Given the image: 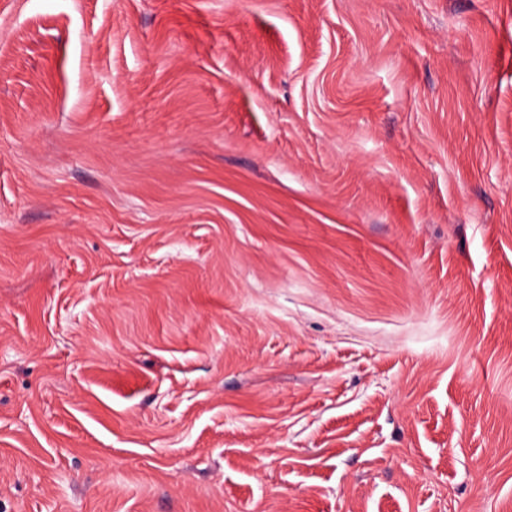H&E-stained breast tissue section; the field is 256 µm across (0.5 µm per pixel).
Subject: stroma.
I'll return each instance as SVG.
<instances>
[{
	"instance_id": "1",
	"label": "stroma",
	"mask_w": 512,
	"mask_h": 512,
	"mask_svg": "<svg viewBox=\"0 0 512 512\" xmlns=\"http://www.w3.org/2000/svg\"><path fill=\"white\" fill-rule=\"evenodd\" d=\"M0 512H512V0H0Z\"/></svg>"
}]
</instances>
